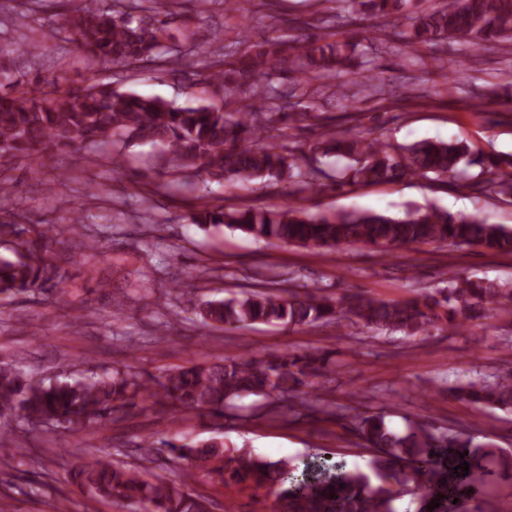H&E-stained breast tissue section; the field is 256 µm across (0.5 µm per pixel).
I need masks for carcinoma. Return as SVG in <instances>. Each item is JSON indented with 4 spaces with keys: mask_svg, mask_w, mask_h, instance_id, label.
I'll list each match as a JSON object with an SVG mask.
<instances>
[{
    "mask_svg": "<svg viewBox=\"0 0 512 512\" xmlns=\"http://www.w3.org/2000/svg\"><path fill=\"white\" fill-rule=\"evenodd\" d=\"M140 13L115 11L102 0H81L63 15L57 30L40 29L38 37L15 43V51L39 56L56 33H63L88 65L110 62L115 67L157 63L170 73L171 14L161 19L162 0H146ZM362 10L382 25L359 32V43L321 35L271 37L246 44L240 53L222 54L209 64L210 80L224 88L237 108L222 112L210 106H177L93 79L78 87H62L58 78L42 86L0 68V159L21 161L34 154H72L112 140L141 141L162 148L172 168L192 170L218 183L245 185L255 180H283L298 191L320 192L331 178L318 166V156L350 160L336 185L375 184L425 179L453 181L459 187L512 202V156L485 157L461 142L424 140L410 145L377 138L356 126L325 132L309 149L285 143L286 129L299 117L320 119L315 112H296V88L275 86L283 72L303 81L334 80L336 92L352 108L381 79L375 60L357 47L376 51L377 33L391 31L413 47H432L458 40L485 50L512 43V0H441L430 9L420 0H358ZM477 167L479 171L471 172ZM82 206L69 203V224L25 225L1 221L0 235L14 238L12 255L0 256V302L35 298L47 288L63 293L65 275L52 257V243L83 223ZM192 223L224 226L256 240L331 250L362 244L390 253L411 245L446 243L478 246L512 254V229L490 224L480 213H452L434 205L408 209L404 216L352 211L332 215L308 212L292 201L273 208L205 204ZM489 311L512 314V282L452 275L446 286L400 304L370 297H333L305 285L278 292L244 290L206 302L195 316L211 328L253 324L310 327L327 323L362 324L405 336L447 331L485 317ZM329 359L323 350L291 351L255 356H222L208 363L187 362L143 374L133 368L110 374L63 380H33L0 363V412L18 410L31 430L50 425L61 430L100 422L123 408L157 407L163 412H208L224 417L239 409L238 401L254 395L283 402L304 395L309 414L331 418L336 410L314 395L313 379ZM450 392L479 408L512 409V372L493 381L467 380ZM360 447L369 453L367 469L339 473L337 465L315 460L304 477L291 476L288 459L268 461L245 447L222 440L186 442L174 435L150 441L142 461L168 450L187 461L188 480L218 474L224 485L264 489L273 497V512H396L405 492L418 491L419 512L436 498L444 512H461L463 503L480 493L491 475L487 464L512 469V452L491 444H475L471 436L438 433L417 421L392 431L383 412L361 416L354 423ZM468 452L466 456L459 453ZM469 463L466 476L454 467ZM71 484L95 498L134 507V512H205L202 500L161 478H144L142 465L112 458L110 452L85 454L70 472Z\"/></svg>",
    "mask_w": 512,
    "mask_h": 512,
    "instance_id": "carcinoma-1",
    "label": "carcinoma"
}]
</instances>
